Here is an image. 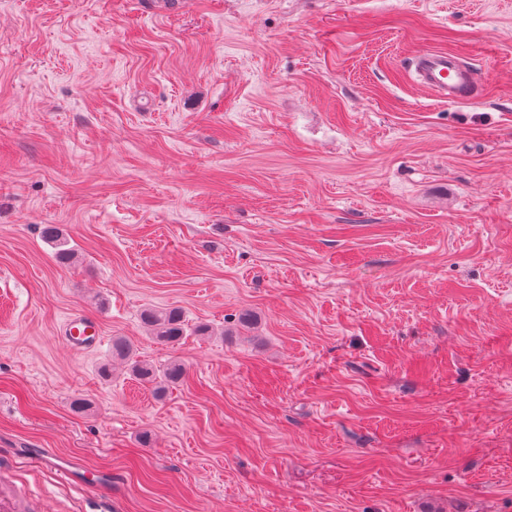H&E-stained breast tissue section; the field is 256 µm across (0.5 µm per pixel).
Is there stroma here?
<instances>
[{"label": "stroma", "instance_id": "35a3bbf8", "mask_svg": "<svg viewBox=\"0 0 512 512\" xmlns=\"http://www.w3.org/2000/svg\"><path fill=\"white\" fill-rule=\"evenodd\" d=\"M169 307L208 335L157 342ZM116 337L185 379L102 378ZM4 479L23 512H512V0H0ZM414 67L417 83L450 103L462 101L474 80L472 70L448 52L419 53L414 58ZM42 236L55 246L56 258L60 264H69L75 258L74 250L68 247L66 233L58 224L44 225ZM66 326L64 341L75 351L82 350L97 340L98 325L88 316L72 315L67 319ZM41 451L45 461L69 480L81 483L95 491H105L112 485V474L109 472L93 470L78 460L61 458L50 448H41Z\"/></svg>", "mask_w": 512, "mask_h": 512}]
</instances>
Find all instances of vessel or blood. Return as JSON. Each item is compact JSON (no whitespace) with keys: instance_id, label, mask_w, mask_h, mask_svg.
I'll return each instance as SVG.
<instances>
[{"instance_id":"vessel-or-blood-1","label":"vessel or blood","mask_w":512,"mask_h":512,"mask_svg":"<svg viewBox=\"0 0 512 512\" xmlns=\"http://www.w3.org/2000/svg\"><path fill=\"white\" fill-rule=\"evenodd\" d=\"M414 67L418 84L437 97L456 103L462 101L474 80L472 70L463 66L456 55L441 52H422L415 56ZM64 340L73 350L79 351L95 343L98 325L90 317L77 314L66 322ZM45 461L69 480L85 487L102 491L112 484L111 473L84 466L80 461L57 456L51 449L43 451Z\"/></svg>"}]
</instances>
